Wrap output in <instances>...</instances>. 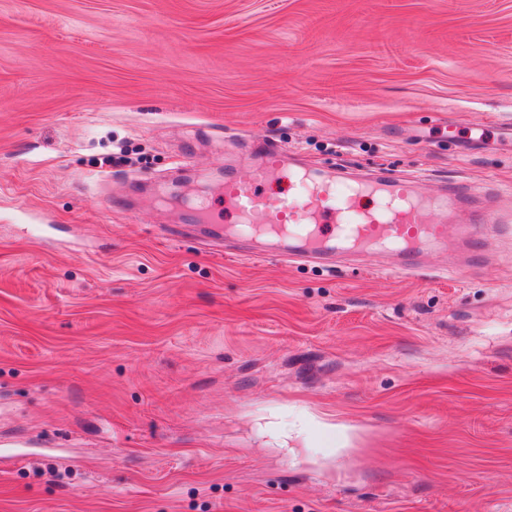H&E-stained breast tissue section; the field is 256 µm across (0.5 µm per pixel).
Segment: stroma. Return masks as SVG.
<instances>
[{"label": "stroma", "mask_w": 512, "mask_h": 512, "mask_svg": "<svg viewBox=\"0 0 512 512\" xmlns=\"http://www.w3.org/2000/svg\"><path fill=\"white\" fill-rule=\"evenodd\" d=\"M273 141L501 231L216 252ZM0 512H512V0H0ZM460 208L461 211L466 213L468 223L464 231V243H467L469 240L477 236L485 235V232L489 230L491 224H498V221L494 217V213L490 209L480 213L478 219H473L471 212L468 209L464 206H461Z\"/></svg>", "instance_id": "35a3bbf8"}]
</instances>
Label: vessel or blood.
I'll use <instances>...</instances> for the list:
<instances>
[{
    "label": "vessel or blood",
    "instance_id": "vessel-or-blood-1",
    "mask_svg": "<svg viewBox=\"0 0 512 512\" xmlns=\"http://www.w3.org/2000/svg\"><path fill=\"white\" fill-rule=\"evenodd\" d=\"M284 177L288 192L270 206L262 188ZM224 206L234 213L239 234L266 240L287 258L380 250L395 255L400 269L412 270L429 247L448 239L433 202L409 183L387 174L367 182L342 173L315 178L294 171L287 151L267 142L259 145L248 177L225 176Z\"/></svg>",
    "mask_w": 512,
    "mask_h": 512
}]
</instances>
